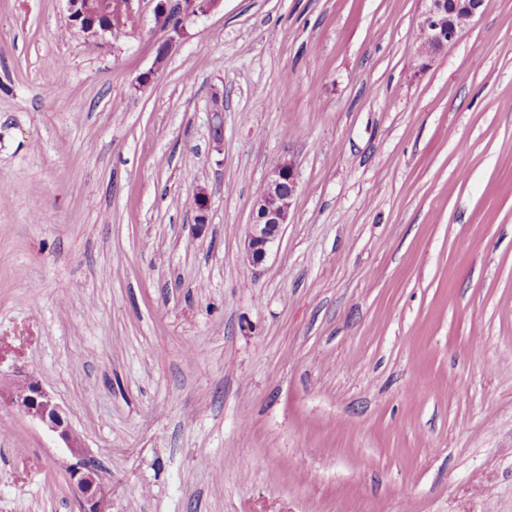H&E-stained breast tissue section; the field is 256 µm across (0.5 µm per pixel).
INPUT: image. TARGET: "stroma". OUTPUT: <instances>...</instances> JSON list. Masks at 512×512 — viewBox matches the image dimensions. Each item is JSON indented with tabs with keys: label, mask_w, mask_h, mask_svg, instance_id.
Wrapping results in <instances>:
<instances>
[{
	"label": "stroma",
	"mask_w": 512,
	"mask_h": 512,
	"mask_svg": "<svg viewBox=\"0 0 512 512\" xmlns=\"http://www.w3.org/2000/svg\"><path fill=\"white\" fill-rule=\"evenodd\" d=\"M155 5L94 49L0 0V375L111 512H512V0L426 64L421 0H222L159 67ZM72 462L0 402V512H79ZM297 192L294 163L288 160L275 164L253 202L252 218L244 241L246 260L254 269L266 262L279 243ZM0 399L21 414L31 417L53 433L77 459L68 473L80 495V512H111L110 489L98 469L84 459V445L73 430L62 407L54 401L36 376L3 380L0 375Z\"/></svg>",
	"instance_id": "1"
}]
</instances>
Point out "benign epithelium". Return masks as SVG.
Returning a JSON list of instances; mask_svg holds the SVG:
<instances>
[{"label":"benign epithelium","mask_w":512,"mask_h":512,"mask_svg":"<svg viewBox=\"0 0 512 512\" xmlns=\"http://www.w3.org/2000/svg\"><path fill=\"white\" fill-rule=\"evenodd\" d=\"M416 31L422 61L452 47L463 38L484 10L485 0H423ZM221 0H209L206 8L198 0H157L154 9L156 29L162 33L158 42L155 67H160L173 46L186 33L187 24L216 9ZM71 30L89 43L102 45L106 36L120 28L109 24L102 4L90 5L89 0H67ZM212 136L215 148H220L223 132V105L215 97L211 112ZM298 192L294 163L290 160L275 164L262 191L252 205V218L244 241L245 257L255 269L260 268L280 241L288 224L293 200ZM196 226L207 224L208 198L200 192L194 199ZM0 400L21 414L42 424L67 448L77 462L68 469L71 484L80 495V512H111L110 489L98 469L84 459V445L73 430L62 407L54 401L37 377L3 380L0 377Z\"/></svg>","instance_id":"benign-epithelium-1"}]
</instances>
